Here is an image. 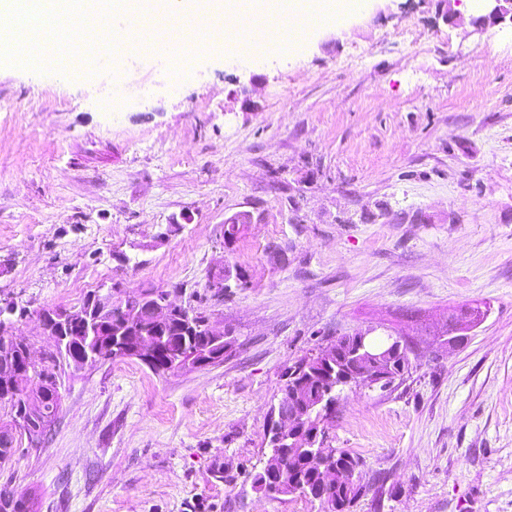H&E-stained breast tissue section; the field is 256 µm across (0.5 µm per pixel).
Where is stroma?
Returning <instances> with one entry per match:
<instances>
[{
    "label": "stroma",
    "instance_id": "1",
    "mask_svg": "<svg viewBox=\"0 0 512 512\" xmlns=\"http://www.w3.org/2000/svg\"><path fill=\"white\" fill-rule=\"evenodd\" d=\"M473 14L364 0L284 56L198 48L184 78L135 40L95 69L0 66V299L34 355L38 310L100 289L169 291L233 340L191 370L66 369L0 490L39 512H323L254 489L267 415L289 367L371 329L412 367L326 421L359 461L349 512H512V25Z\"/></svg>",
    "mask_w": 512,
    "mask_h": 512
}]
</instances>
